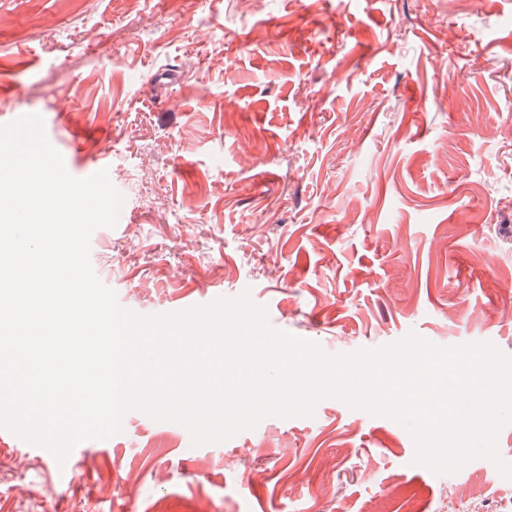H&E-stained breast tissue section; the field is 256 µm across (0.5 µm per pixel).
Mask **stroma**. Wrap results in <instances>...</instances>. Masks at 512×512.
Segmentation results:
<instances>
[{"label":"stroma","instance_id":"35a3bbf8","mask_svg":"<svg viewBox=\"0 0 512 512\" xmlns=\"http://www.w3.org/2000/svg\"><path fill=\"white\" fill-rule=\"evenodd\" d=\"M37 114L123 194L92 268L142 317L248 296L329 355L512 358V0H0V126ZM497 459L414 464L320 399L220 443L132 409L53 457L0 438V512H512Z\"/></svg>","mask_w":512,"mask_h":512}]
</instances>
